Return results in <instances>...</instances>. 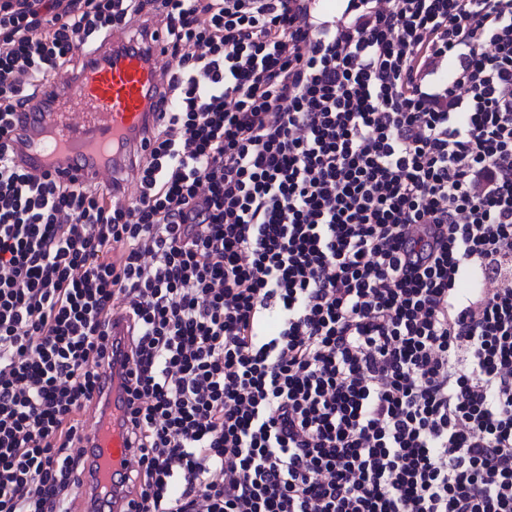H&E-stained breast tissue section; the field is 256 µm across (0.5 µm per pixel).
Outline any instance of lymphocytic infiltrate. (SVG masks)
<instances>
[{
  "mask_svg": "<svg viewBox=\"0 0 512 512\" xmlns=\"http://www.w3.org/2000/svg\"><path fill=\"white\" fill-rule=\"evenodd\" d=\"M0 0V512H65L129 323L135 512H512V0ZM140 192L19 165L132 18Z\"/></svg>",
  "mask_w": 512,
  "mask_h": 512,
  "instance_id": "f902f5d3",
  "label": "lymphocytic infiltrate"
}]
</instances>
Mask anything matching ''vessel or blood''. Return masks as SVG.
Segmentation results:
<instances>
[{
  "label": "vessel or blood",
  "mask_w": 512,
  "mask_h": 512,
  "mask_svg": "<svg viewBox=\"0 0 512 512\" xmlns=\"http://www.w3.org/2000/svg\"><path fill=\"white\" fill-rule=\"evenodd\" d=\"M125 42V33L113 32L95 61L77 74L51 79V111L18 113L10 133L27 164L66 181L98 185L118 204L128 201V184L152 126L174 108L159 99L158 37H146L141 50H125ZM120 394L119 386L106 387L103 411L87 431L89 463L77 484L90 512H129L113 494L132 455L118 421Z\"/></svg>",
  "instance_id": "vessel-or-blood-1"
}]
</instances>
